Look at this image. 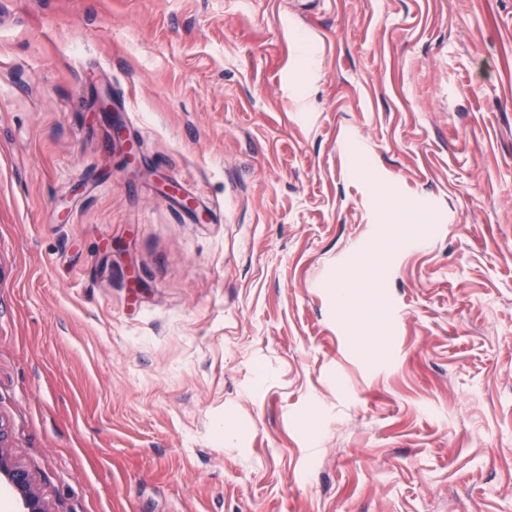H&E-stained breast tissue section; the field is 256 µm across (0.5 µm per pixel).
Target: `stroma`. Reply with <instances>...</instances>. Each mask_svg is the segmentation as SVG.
<instances>
[{
    "label": "stroma",
    "mask_w": 512,
    "mask_h": 512,
    "mask_svg": "<svg viewBox=\"0 0 512 512\" xmlns=\"http://www.w3.org/2000/svg\"><path fill=\"white\" fill-rule=\"evenodd\" d=\"M0 446L49 512H512V0H0Z\"/></svg>",
    "instance_id": "obj_1"
}]
</instances>
